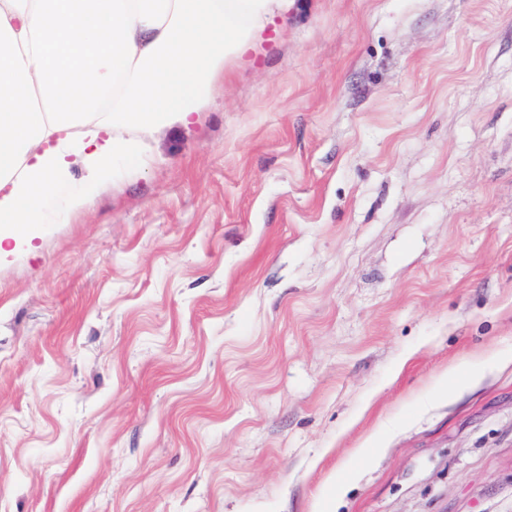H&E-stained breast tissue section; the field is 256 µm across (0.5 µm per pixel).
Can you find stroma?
Masks as SVG:
<instances>
[{
  "mask_svg": "<svg viewBox=\"0 0 512 512\" xmlns=\"http://www.w3.org/2000/svg\"><path fill=\"white\" fill-rule=\"evenodd\" d=\"M279 26L0 259V512H512V0ZM373 445H374L373 435L367 436L358 444V446L352 452L348 463L343 465L341 468L337 469L336 473H333L331 475L330 482L334 486V488L337 485V486H339L340 489H344V487L346 485L345 479H344L345 474L348 472L350 467L353 465L354 461H364L370 456L372 450L374 449V448H372Z\"/></svg>",
  "mask_w": 512,
  "mask_h": 512,
  "instance_id": "obj_1",
  "label": "stroma"
}]
</instances>
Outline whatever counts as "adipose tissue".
I'll list each match as a JSON object with an SVG mask.
<instances>
[{
  "label": "adipose tissue",
  "instance_id": "1",
  "mask_svg": "<svg viewBox=\"0 0 512 512\" xmlns=\"http://www.w3.org/2000/svg\"><path fill=\"white\" fill-rule=\"evenodd\" d=\"M293 0H0V258L29 245L42 209L86 169V208L144 139L187 126L225 70L257 49Z\"/></svg>",
  "mask_w": 512,
  "mask_h": 512
}]
</instances>
